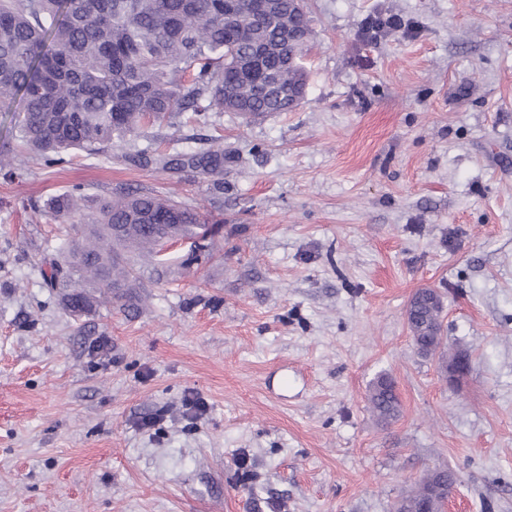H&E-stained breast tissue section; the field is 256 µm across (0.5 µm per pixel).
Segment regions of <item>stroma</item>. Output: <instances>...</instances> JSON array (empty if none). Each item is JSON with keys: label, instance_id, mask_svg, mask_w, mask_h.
Instances as JSON below:
<instances>
[{"label": "stroma", "instance_id": "35a3bbf8", "mask_svg": "<svg viewBox=\"0 0 512 512\" xmlns=\"http://www.w3.org/2000/svg\"><path fill=\"white\" fill-rule=\"evenodd\" d=\"M296 110L142 127L0 172V512H393L429 469L450 512H512V0H306ZM398 16L375 39L361 26ZM222 138L224 221L75 314L45 201L206 185L124 161ZM422 288L460 381L414 348ZM390 376L399 416L366 393Z\"/></svg>", "mask_w": 512, "mask_h": 512}]
</instances>
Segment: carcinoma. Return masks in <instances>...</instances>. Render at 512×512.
Instances as JSON below:
<instances>
[{"mask_svg": "<svg viewBox=\"0 0 512 512\" xmlns=\"http://www.w3.org/2000/svg\"><path fill=\"white\" fill-rule=\"evenodd\" d=\"M307 26L296 0H274L255 16L251 0H239L238 17H224V0H0V111L13 113L23 151L0 150V169L37 155L48 165L63 154L96 155L144 125L190 112H236L247 123L289 112L305 98L306 44L282 33ZM258 47L265 53L255 57ZM133 165L191 172L214 198L224 196V147L124 155ZM59 224L81 223L61 260L48 262L52 288H98L110 299L130 286L134 268L125 253L156 257L169 240H206L208 218L200 209L154 191L119 190L95 202L75 187L49 199ZM443 306L432 289L410 299L406 321L415 349L448 362L469 355L444 344ZM381 421L395 418L393 380L375 379L367 394ZM450 469L427 471L402 496L396 512H442L456 484Z\"/></svg>", "mask_w": 512, "mask_h": 512, "instance_id": "1", "label": "carcinoma"}]
</instances>
